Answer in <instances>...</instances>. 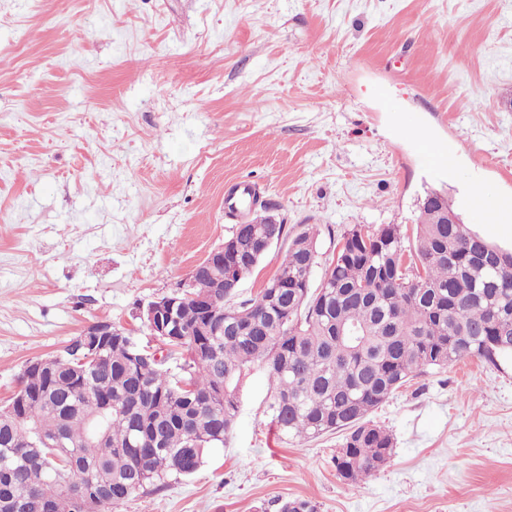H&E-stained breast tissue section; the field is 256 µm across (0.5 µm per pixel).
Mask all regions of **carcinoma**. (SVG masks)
I'll return each mask as SVG.
<instances>
[{"mask_svg":"<svg viewBox=\"0 0 512 512\" xmlns=\"http://www.w3.org/2000/svg\"><path fill=\"white\" fill-rule=\"evenodd\" d=\"M446 196L424 198L412 247L399 224L344 233L316 289L318 251L311 229L298 233L273 279L256 298L234 302L207 272L188 293L208 296L224 329L199 330L196 301L179 296L175 325L187 354L173 374L130 336H114L101 371L82 382L80 351L64 352L52 372L26 369L31 401L0 413V512H118L134 493L159 491L193 475L224 446L238 413V385L264 366L267 411L277 434L302 442L345 432L333 465L359 486L386 465L393 435L370 415L410 379L464 358H512V253L442 223ZM259 224H236L224 239L241 259L224 257L239 281L266 250ZM84 487L82 503L72 495ZM279 512H316L285 500Z\"/></svg>","mask_w":512,"mask_h":512,"instance_id":"1","label":"carcinoma"}]
</instances>
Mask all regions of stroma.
I'll list each match as a JSON object with an SVG mask.
<instances>
[{"label": "stroma", "mask_w": 512, "mask_h": 512, "mask_svg": "<svg viewBox=\"0 0 512 512\" xmlns=\"http://www.w3.org/2000/svg\"><path fill=\"white\" fill-rule=\"evenodd\" d=\"M426 135L457 149L434 166ZM260 187L229 215L233 184ZM447 192L512 197V0H0V404L25 362L100 320L155 342L140 312L261 216L316 233L319 285L353 225L416 224ZM263 367L224 447L120 512H512V361L414 377L372 414L390 461L352 489L343 433L279 439Z\"/></svg>", "instance_id": "stroma-1"}]
</instances>
